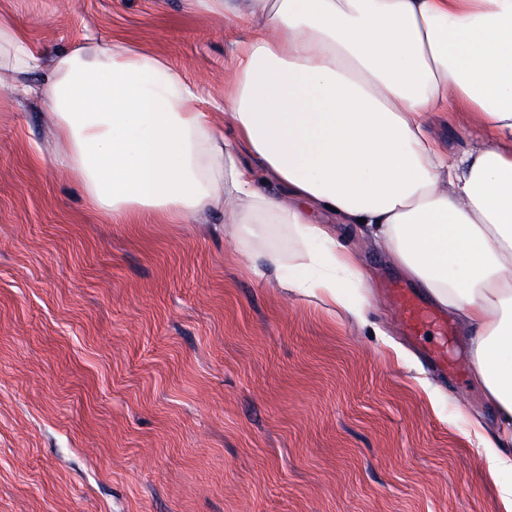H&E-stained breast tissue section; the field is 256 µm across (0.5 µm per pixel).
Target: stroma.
<instances>
[{
    "instance_id": "stroma-1",
    "label": "stroma",
    "mask_w": 512,
    "mask_h": 512,
    "mask_svg": "<svg viewBox=\"0 0 512 512\" xmlns=\"http://www.w3.org/2000/svg\"><path fill=\"white\" fill-rule=\"evenodd\" d=\"M50 50L122 39L224 97L242 27L186 0H0ZM449 153L483 137L436 116ZM364 320L281 285L298 246L91 209L44 109L0 92V512H501L470 433L496 412L463 332L447 368L402 339L384 288L413 280L333 224ZM280 264H273L269 252Z\"/></svg>"
}]
</instances>
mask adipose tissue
<instances>
[{
	"label": "adipose tissue",
	"instance_id": "obj_1",
	"mask_svg": "<svg viewBox=\"0 0 512 512\" xmlns=\"http://www.w3.org/2000/svg\"><path fill=\"white\" fill-rule=\"evenodd\" d=\"M244 24L224 83L225 137L163 56L105 40L49 52L0 15V72L38 96L56 165L107 216L211 211L238 237L283 224L305 251L291 292L363 318L355 255L315 213L365 221L390 260L457 314L512 470V0H194ZM462 112L486 132L448 154L430 132ZM287 192L281 201L259 179Z\"/></svg>",
	"mask_w": 512,
	"mask_h": 512
}]
</instances>
